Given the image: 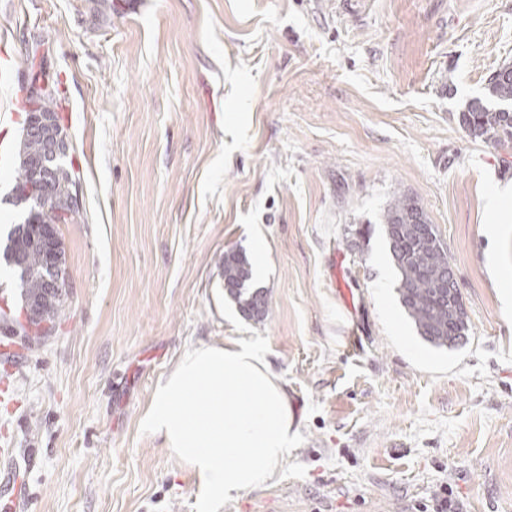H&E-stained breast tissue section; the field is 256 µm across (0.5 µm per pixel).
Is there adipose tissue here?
<instances>
[{
	"mask_svg": "<svg viewBox=\"0 0 512 512\" xmlns=\"http://www.w3.org/2000/svg\"><path fill=\"white\" fill-rule=\"evenodd\" d=\"M201 480V512L255 489L288 459L294 413L260 348L188 351L157 385L143 419Z\"/></svg>",
	"mask_w": 512,
	"mask_h": 512,
	"instance_id": "ef3b65f1",
	"label": "adipose tissue"
}]
</instances>
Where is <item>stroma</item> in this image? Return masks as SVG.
Instances as JSON below:
<instances>
[{"mask_svg":"<svg viewBox=\"0 0 512 512\" xmlns=\"http://www.w3.org/2000/svg\"><path fill=\"white\" fill-rule=\"evenodd\" d=\"M45 42L81 176L59 227L56 329L0 318V512H198L200 479L143 424L202 344L262 347L297 438L217 512H512V219L485 196L512 149L459 123L512 63V0H0V69L22 90ZM23 109L0 114V230ZM408 195L468 315L451 351L402 307L382 222ZM264 255V321L224 291V254Z\"/></svg>","mask_w":512,"mask_h":512,"instance_id":"obj_1","label":"stroma"}]
</instances>
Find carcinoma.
Returning <instances> with one entry per match:
<instances>
[{
	"label": "carcinoma",
	"instance_id": "1",
	"mask_svg": "<svg viewBox=\"0 0 512 512\" xmlns=\"http://www.w3.org/2000/svg\"><path fill=\"white\" fill-rule=\"evenodd\" d=\"M512 64L489 77L485 96L473 98L459 114V122L475 139L503 149L512 147ZM70 147L56 154L45 143L22 134L17 152V174L13 188L15 204L23 207L22 222L6 235L0 259L13 270L19 288L18 306L26 309L25 339L39 341L55 327L63 311L64 297L45 288L46 252L40 241V225L67 224L73 212L71 192L80 174L64 163ZM383 224L398 274L400 301L423 341L438 349H453L465 337L467 312L456 296L455 312H448V289L438 285L448 269V253L435 227L411 196L397 198L384 212ZM252 265L245 253L224 254V291L237 301L243 315L262 321L268 315L264 291L250 288Z\"/></svg>",
	"mask_w": 512,
	"mask_h": 512
}]
</instances>
